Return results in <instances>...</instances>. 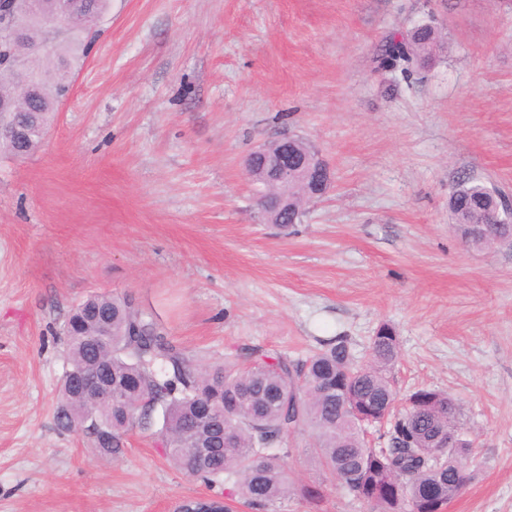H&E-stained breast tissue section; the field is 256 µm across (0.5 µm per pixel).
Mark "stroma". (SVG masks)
<instances>
[{"label": "stroma", "mask_w": 512, "mask_h": 512, "mask_svg": "<svg viewBox=\"0 0 512 512\" xmlns=\"http://www.w3.org/2000/svg\"><path fill=\"white\" fill-rule=\"evenodd\" d=\"M444 47L410 77L395 35ZM30 155H0V512H174L209 496L141 431L124 457L53 418L61 328L88 295L152 308L200 365L305 357L391 324L399 395L443 390L475 478L445 512H512V246L468 245L460 175L512 196V0H109ZM309 141L332 182L294 233L266 224L247 157ZM289 439L295 485L368 512ZM439 30L431 24L416 27L407 35L394 36L389 39L384 54L388 67L400 68L408 77L418 66L428 63L433 50L440 42Z\"/></svg>", "instance_id": "35a3bbf8"}]
</instances>
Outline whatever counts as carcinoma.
Here are the masks:
<instances>
[{"instance_id": "cac0c4a2", "label": "carcinoma", "mask_w": 512, "mask_h": 512, "mask_svg": "<svg viewBox=\"0 0 512 512\" xmlns=\"http://www.w3.org/2000/svg\"><path fill=\"white\" fill-rule=\"evenodd\" d=\"M104 0H79L82 19L53 40L55 58L43 62L39 48L0 46L26 57L45 81L42 100L33 105L5 69L0 96L12 99L16 112L3 120L26 119L37 111L38 126L69 89L75 52H84ZM440 42L431 24L389 39L385 64L408 77L428 63ZM41 143L35 134L18 150L0 145V153L21 156ZM500 201L487 185L470 176L454 187L449 206L456 229L468 243L489 247L512 239V224L494 225L489 215ZM111 336L97 338L102 326ZM68 369L59 390L55 420L67 431L83 430L103 460L125 453V435L139 429L152 435L162 454L188 476L219 487L191 505L230 512L238 498L263 512L293 491L286 458L288 437L309 431L319 467L342 488L367 503L371 512H443L473 478L471 443L464 439L459 405L448 393L421 388L398 404L390 372L399 358V336L381 324L359 362L346 336L322 341L305 360L254 349L249 363L232 360L201 368L168 341L153 311L128 296L93 294L78 304L63 326ZM95 368L112 379V405L97 403L76 390L80 374ZM161 412L157 430L154 413ZM386 425L379 445L366 439L369 427ZM207 445L197 460L191 449Z\"/></svg>"}]
</instances>
